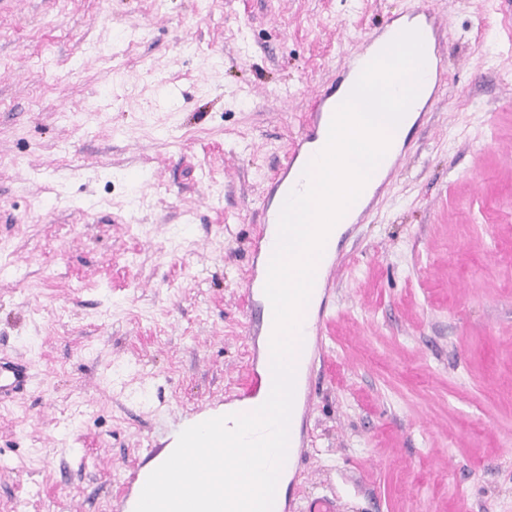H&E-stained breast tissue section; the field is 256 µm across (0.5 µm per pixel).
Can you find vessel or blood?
I'll list each match as a JSON object with an SVG mask.
<instances>
[{
  "label": "vessel or blood",
  "mask_w": 512,
  "mask_h": 512,
  "mask_svg": "<svg viewBox=\"0 0 512 512\" xmlns=\"http://www.w3.org/2000/svg\"><path fill=\"white\" fill-rule=\"evenodd\" d=\"M413 28L420 31L424 42L425 68L422 80L433 87H441L446 65L443 53L444 24L437 14L427 10L414 12L410 16H392L384 24L368 33L355 49L348 52L341 69L342 80H354L359 77L370 49L378 40L392 31L400 32ZM333 95V90L329 88L314 89L301 132L284 163L274 175L271 187L263 199L260 228L251 242L254 252L258 253L262 249L275 247L277 241L275 225L279 220L284 200L290 192H301L307 188L308 180L304 170L315 157L310 145L318 137L328 133L334 115ZM376 203L377 200L373 197L359 198L343 216V223L348 224L349 228H356L357 224L363 223ZM243 295L247 303L245 335L247 339L253 340L262 333L264 319L260 315V309L268 303L264 285L258 276L252 275L246 279ZM324 323V311L316 310L311 303L304 307L300 325L302 346L295 359L294 407L306 413L311 410V398L309 391L305 388V378L308 373L314 372V355L324 346ZM272 380L271 373H262L256 367H249L237 385V401L245 403L256 397L260 391L270 390Z\"/></svg>",
  "instance_id": "1"
}]
</instances>
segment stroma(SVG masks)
<instances>
[{"label": "stroma", "mask_w": 512, "mask_h": 512, "mask_svg": "<svg viewBox=\"0 0 512 512\" xmlns=\"http://www.w3.org/2000/svg\"><path fill=\"white\" fill-rule=\"evenodd\" d=\"M421 0H0V512H123L234 402L312 88ZM447 82L339 251L288 512H512V0H430ZM175 85L181 101L168 104ZM265 285L253 273L249 275L244 283L243 295L246 298V330L245 335L249 340H255L257 336L262 334L264 326V305L268 307L271 317H273L272 306L264 292ZM262 316L260 317V311Z\"/></svg>", "instance_id": "stroma-1"}]
</instances>
